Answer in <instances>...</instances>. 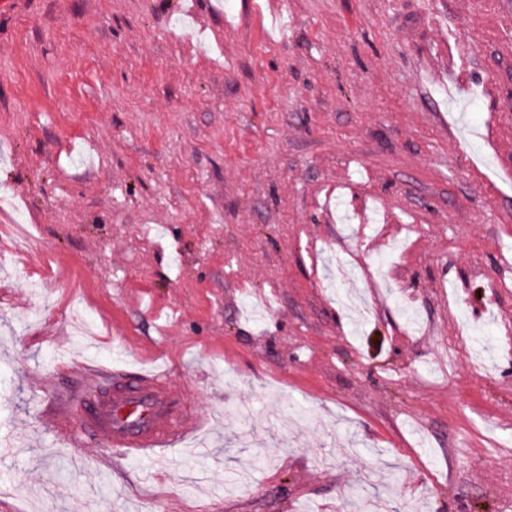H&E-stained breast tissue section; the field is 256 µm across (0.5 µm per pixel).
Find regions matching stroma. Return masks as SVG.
I'll return each instance as SVG.
<instances>
[{
    "label": "stroma",
    "instance_id": "obj_1",
    "mask_svg": "<svg viewBox=\"0 0 512 512\" xmlns=\"http://www.w3.org/2000/svg\"><path fill=\"white\" fill-rule=\"evenodd\" d=\"M2 194L13 512H512V0H11ZM90 354L203 450L97 473Z\"/></svg>",
    "mask_w": 512,
    "mask_h": 512
}]
</instances>
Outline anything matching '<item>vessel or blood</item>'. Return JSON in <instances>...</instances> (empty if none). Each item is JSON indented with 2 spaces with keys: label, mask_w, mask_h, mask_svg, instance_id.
<instances>
[{
  "label": "vessel or blood",
  "mask_w": 512,
  "mask_h": 512,
  "mask_svg": "<svg viewBox=\"0 0 512 512\" xmlns=\"http://www.w3.org/2000/svg\"><path fill=\"white\" fill-rule=\"evenodd\" d=\"M81 377L79 401L58 392L51 422L60 438L100 449L103 471L119 458L153 459L199 445L211 426L209 415L180 410L166 371L109 367L89 358Z\"/></svg>",
  "instance_id": "obj_1"
}]
</instances>
